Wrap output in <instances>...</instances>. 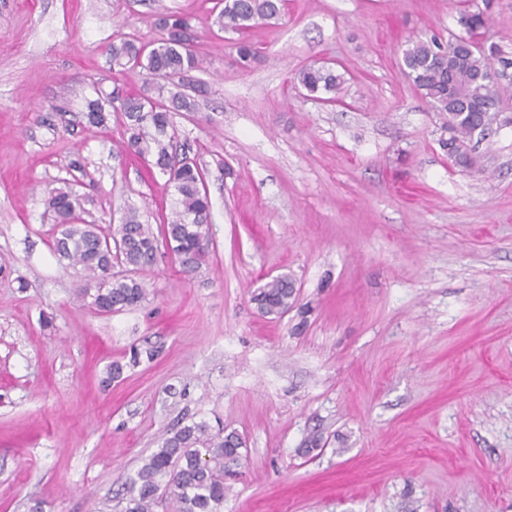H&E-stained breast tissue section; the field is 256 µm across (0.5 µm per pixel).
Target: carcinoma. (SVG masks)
<instances>
[{
	"label": "carcinoma",
	"mask_w": 512,
	"mask_h": 512,
	"mask_svg": "<svg viewBox=\"0 0 512 512\" xmlns=\"http://www.w3.org/2000/svg\"><path fill=\"white\" fill-rule=\"evenodd\" d=\"M489 5L490 0H471L459 19L464 34L446 43L435 36L410 38L402 49L401 69L442 120L448 138L441 143L454 162L458 154L470 151L475 121L481 113H486V123H497L501 98L494 64L505 69L512 66L497 44L482 42ZM216 7L219 12L214 24L224 32L241 35L255 24L279 20L286 3L217 0ZM155 27L160 38L148 48L126 38L108 45L116 66L145 72L140 90L134 94L114 90L102 101L93 100L86 117L92 125L104 124L106 103L124 116L128 150L149 160L167 176L175 191V207L163 225L162 241L195 269L208 251L210 199L196 161L185 151L177 152L172 117L176 112L199 110L198 97L205 89L199 84L189 88L179 77L202 69L203 60L195 51L198 35L190 17L164 14L156 18ZM296 80L326 103L336 102V93L345 82L344 74L324 65L301 69ZM48 206L58 227L53 251L81 274L85 285L80 297L91 299V305L102 313L140 305L146 298L144 285L132 277L113 276L112 265L119 262L140 270L156 261L160 240L149 225L133 213L118 225L115 236L101 235L96 225L82 221L77 213L78 198L67 181L50 191ZM112 238L121 242L113 251L108 246ZM296 300L295 282L287 275L267 281L252 293V301L265 316H283ZM244 447L238 434L215 430L204 420L166 433L157 450L123 484L120 512H154L165 500L175 504L176 512H223L229 490L225 478L240 464Z\"/></svg>",
	"instance_id": "1"
}]
</instances>
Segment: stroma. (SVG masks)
I'll return each instance as SVG.
<instances>
[{"label": "stroma", "instance_id": "35a3bbf8", "mask_svg": "<svg viewBox=\"0 0 512 512\" xmlns=\"http://www.w3.org/2000/svg\"><path fill=\"white\" fill-rule=\"evenodd\" d=\"M216 2L0 0V512H115L161 437L201 420L245 442L224 512H512V124L462 171L400 70L408 37L461 33L468 0H288L245 67ZM170 12L209 88L173 116L209 255L190 271L160 249L141 305L100 314L52 251L48 194L68 181L105 231L131 209L167 223L173 190L123 116L84 114L136 87L113 36L150 43ZM309 65L343 73L338 102L297 87ZM283 273L298 301L263 317L251 293Z\"/></svg>", "mask_w": 512, "mask_h": 512}]
</instances>
